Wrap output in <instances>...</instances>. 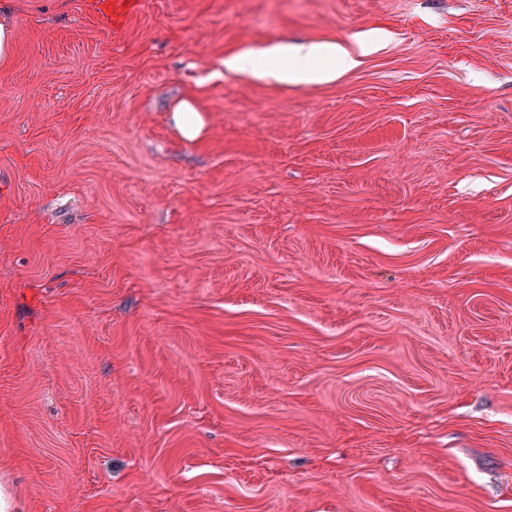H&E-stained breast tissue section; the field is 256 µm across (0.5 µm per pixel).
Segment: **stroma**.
<instances>
[{"instance_id": "1", "label": "stroma", "mask_w": 512, "mask_h": 512, "mask_svg": "<svg viewBox=\"0 0 512 512\" xmlns=\"http://www.w3.org/2000/svg\"><path fill=\"white\" fill-rule=\"evenodd\" d=\"M7 9L0 512H512V0ZM86 6L115 34L123 29L131 15L141 9L142 0H88ZM322 58L337 59L342 70L358 64L356 58L336 44L301 43L246 52L223 61V65L258 78L273 77L285 84L309 85L336 79V67L332 69L316 64ZM201 112L192 98L180 99L172 109L171 120L184 138L193 140L202 133L204 121Z\"/></svg>"}]
</instances>
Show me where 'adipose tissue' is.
Here are the masks:
<instances>
[{"label":"adipose tissue","mask_w":512,"mask_h":512,"mask_svg":"<svg viewBox=\"0 0 512 512\" xmlns=\"http://www.w3.org/2000/svg\"><path fill=\"white\" fill-rule=\"evenodd\" d=\"M323 58L337 60L338 68L320 66ZM357 64L348 51L333 43H301L250 51L225 60V67L258 78L272 77L290 85H309L333 81L337 69L348 70Z\"/></svg>","instance_id":"adipose-tissue-1"}]
</instances>
